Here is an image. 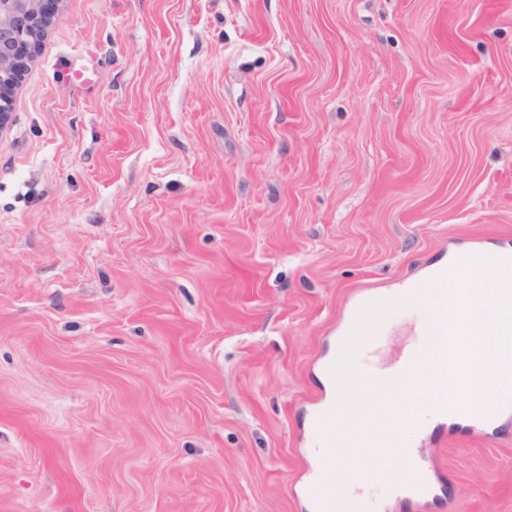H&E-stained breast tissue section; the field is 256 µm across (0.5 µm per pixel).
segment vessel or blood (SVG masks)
<instances>
[{
	"instance_id": "1",
	"label": "vessel or blood",
	"mask_w": 512,
	"mask_h": 512,
	"mask_svg": "<svg viewBox=\"0 0 512 512\" xmlns=\"http://www.w3.org/2000/svg\"><path fill=\"white\" fill-rule=\"evenodd\" d=\"M422 300L421 292L413 288L397 294L368 293L359 297L351 311L356 314L365 308H391L404 301L419 303ZM376 345V339L372 338L358 350L351 365L352 374L365 387L385 385L392 388L415 371L418 360L428 345L427 331L425 328H418L400 357L386 366L376 363L373 358ZM502 413V408L495 406L489 411L481 412L469 407L458 408L444 401L430 409L431 416H458L471 421L476 429L484 428ZM344 416L352 419L354 425L346 431L337 430L334 421ZM317 417L315 434L323 443L325 452L317 458L305 489L311 512H386L387 503L391 500L410 505L420 512L430 498H433L434 469L421 449L403 440L400 424L385 409L360 402L346 409L341 406L339 397L335 396L322 406ZM361 442L372 445L381 452H394L404 462L401 472L391 475L384 472L378 459L371 458L367 461L366 481L371 485L383 486L387 491L386 500H376L363 491L345 495L336 491V470L332 461L337 450Z\"/></svg>"
}]
</instances>
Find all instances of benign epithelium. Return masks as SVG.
Masks as SVG:
<instances>
[{
	"instance_id": "7a95c632",
	"label": "benign epithelium",
	"mask_w": 512,
	"mask_h": 512,
	"mask_svg": "<svg viewBox=\"0 0 512 512\" xmlns=\"http://www.w3.org/2000/svg\"><path fill=\"white\" fill-rule=\"evenodd\" d=\"M43 0H0V85L16 75L15 50L41 35L49 24Z\"/></svg>"
}]
</instances>
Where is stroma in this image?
Returning a JSON list of instances; mask_svg holds the SVG:
<instances>
[{
	"label": "stroma",
	"instance_id": "35a3bbf8",
	"mask_svg": "<svg viewBox=\"0 0 512 512\" xmlns=\"http://www.w3.org/2000/svg\"><path fill=\"white\" fill-rule=\"evenodd\" d=\"M475 246L512 0H59L0 128V512H309L350 303ZM405 430L424 512H512V416Z\"/></svg>",
	"mask_w": 512,
	"mask_h": 512
}]
</instances>
